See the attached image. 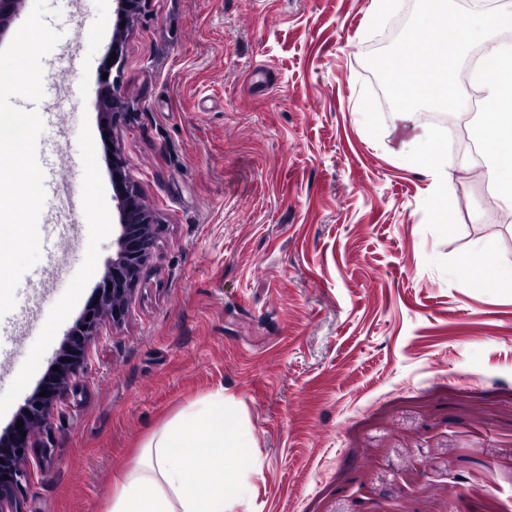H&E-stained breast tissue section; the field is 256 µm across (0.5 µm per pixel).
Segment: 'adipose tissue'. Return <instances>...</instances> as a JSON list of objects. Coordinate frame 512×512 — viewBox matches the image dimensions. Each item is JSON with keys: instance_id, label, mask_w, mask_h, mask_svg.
Here are the masks:
<instances>
[{"instance_id": "ef3b65f1", "label": "adipose tissue", "mask_w": 512, "mask_h": 512, "mask_svg": "<svg viewBox=\"0 0 512 512\" xmlns=\"http://www.w3.org/2000/svg\"><path fill=\"white\" fill-rule=\"evenodd\" d=\"M487 20L481 0H472L467 12L456 15L449 14L447 0H421L420 28L399 45L390 71L396 114L419 102L459 107L454 70L466 46L485 34ZM473 79L484 92L473 134L483 144L485 182L512 204V169L501 164L512 148V44L491 49ZM438 138L435 131L416 135L401 160L430 178L433 207L444 217L450 204L443 173L448 154ZM229 419L220 397L185 408L115 480L106 512H231L225 487L241 479L247 437Z\"/></svg>"}]
</instances>
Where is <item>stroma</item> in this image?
I'll return each instance as SVG.
<instances>
[{"label": "stroma", "mask_w": 512, "mask_h": 512, "mask_svg": "<svg viewBox=\"0 0 512 512\" xmlns=\"http://www.w3.org/2000/svg\"><path fill=\"white\" fill-rule=\"evenodd\" d=\"M62 37L43 60L39 261L0 338V434L61 354L115 254L98 119L110 74L135 117L114 131L163 228L127 313L36 458L23 512H105L116 477L189 404L223 395L248 433L234 512H512V285L455 266L512 206L482 178L471 113L453 112L447 217L396 156L380 58L420 13L399 0H145L109 63L113 0H48ZM93 159L85 172V159Z\"/></svg>", "instance_id": "35a3bbf8"}]
</instances>
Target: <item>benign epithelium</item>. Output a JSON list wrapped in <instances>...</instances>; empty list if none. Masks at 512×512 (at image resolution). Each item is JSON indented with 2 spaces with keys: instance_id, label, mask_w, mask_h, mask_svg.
<instances>
[{
  "instance_id": "obj_1",
  "label": "benign epithelium",
  "mask_w": 512,
  "mask_h": 512,
  "mask_svg": "<svg viewBox=\"0 0 512 512\" xmlns=\"http://www.w3.org/2000/svg\"><path fill=\"white\" fill-rule=\"evenodd\" d=\"M119 21L142 9L143 0H115ZM24 0H0V38ZM99 116L102 126L111 129L129 120L128 100L115 82L104 81L98 93ZM111 178L118 214L116 254L109 264L96 296L98 302L87 310L91 319L81 318L66 342L58 363L60 379L45 383L46 396L34 395L23 406L0 438V512H22L19 494L29 481L26 469L8 467L15 455L27 457L29 449L40 446L42 433L51 435L57 429L56 407L66 401L71 390L87 372L86 355L101 336L104 318L114 322L123 319L126 300L137 285L141 271L152 253L162 227L160 219L147 212L140 202L138 184L126 173V162L118 148H112ZM23 421L17 426V421Z\"/></svg>"
}]
</instances>
